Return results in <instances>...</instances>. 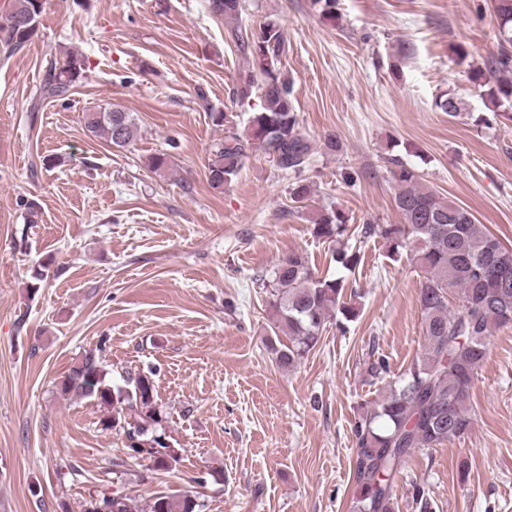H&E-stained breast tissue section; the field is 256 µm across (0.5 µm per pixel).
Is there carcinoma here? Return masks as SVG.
<instances>
[{
    "instance_id": "1",
    "label": "carcinoma",
    "mask_w": 512,
    "mask_h": 512,
    "mask_svg": "<svg viewBox=\"0 0 512 512\" xmlns=\"http://www.w3.org/2000/svg\"><path fill=\"white\" fill-rule=\"evenodd\" d=\"M44 0H9L11 18L40 16ZM211 10L228 23L243 11L242 0H211ZM499 19L502 51L486 71L473 80L485 87L486 108L498 112L512 101V0H494ZM233 39L252 56V68L239 74L232 95L243 102L261 90L260 108L252 113L244 135L231 133L212 150L208 180L215 189L237 176L249 150L262 151L281 170L301 173L309 164L311 144L300 130L292 96L293 83L281 69L287 36L269 20L247 30L238 25ZM31 34L12 24H0V42L13 50L24 46ZM89 66L79 52L49 61L39 89L42 100L66 101L87 78ZM462 102L442 95L437 106L455 118ZM85 128L110 145L124 148L137 133L134 116L121 109L102 114L83 113ZM396 184L395 202L401 224H363L361 238H380L388 251H407L420 271L422 311L420 350L397 378L381 388L377 397L360 406L352 431L355 443L354 512H397L394 482L411 454L436 448L466 433L473 424L469 390L481 367L494 329L512 325V250L475 224L474 216L421 183L416 170L391 160ZM348 230L344 213L329 208L313 220V233L336 243L332 259L350 270L359 256L345 243ZM270 329L266 347L281 368H294L320 343L329 318L337 313L350 322L360 313V293L341 278L314 274L308 257L292 252L265 276ZM390 373L384 356L370 360L366 374L381 382ZM56 390L67 400L90 399L103 415L101 429L115 430L126 439L127 460L148 472L167 471L182 459V449L170 443L169 418L157 403L155 372L127 371L121 383L112 382L102 349L90 350L59 379ZM204 504L185 495L160 493L143 504L127 493L89 495L83 512H203Z\"/></svg>"
}]
</instances>
